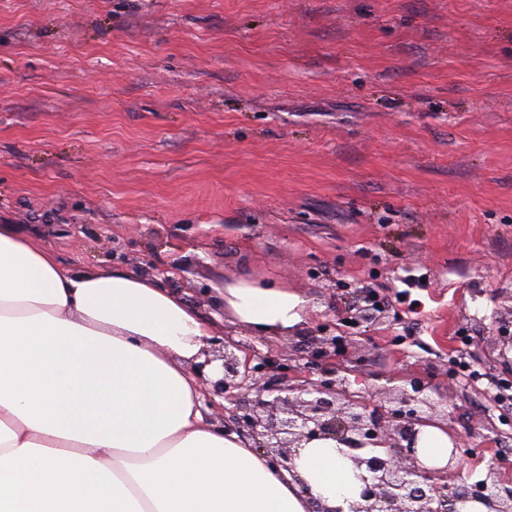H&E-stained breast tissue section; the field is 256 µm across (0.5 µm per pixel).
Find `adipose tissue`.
Here are the masks:
<instances>
[{"label": "adipose tissue", "mask_w": 512, "mask_h": 512, "mask_svg": "<svg viewBox=\"0 0 512 512\" xmlns=\"http://www.w3.org/2000/svg\"><path fill=\"white\" fill-rule=\"evenodd\" d=\"M260 336L288 334L308 301L272 283L219 291ZM218 318L121 268L75 271L0 224V512H313L349 508L361 482L331 440L281 473L237 433L205 424L189 365Z\"/></svg>", "instance_id": "1"}]
</instances>
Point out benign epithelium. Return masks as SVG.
<instances>
[{
    "instance_id": "obj_1",
    "label": "benign epithelium",
    "mask_w": 512,
    "mask_h": 512,
    "mask_svg": "<svg viewBox=\"0 0 512 512\" xmlns=\"http://www.w3.org/2000/svg\"><path fill=\"white\" fill-rule=\"evenodd\" d=\"M212 346L222 350V377L210 386L213 394L236 404L232 430L255 440L277 468L293 472L297 449L314 439H330L353 451L350 460L366 474L361 502L350 512H455V504L468 499L482 502L488 512H512V488L500 494L496 460L475 483L448 482V470L468 457L462 437L448 426V464L419 466L420 428L440 425L439 407L448 404V393L426 379L408 380L409 387L382 404L350 390L351 370L336 360L332 339L323 340L318 354L305 363V379L283 370L267 385L250 359L235 354L239 345L234 341L217 337Z\"/></svg>"
}]
</instances>
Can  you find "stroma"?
I'll list each match as a JSON object with an SVG mask.
<instances>
[{
    "label": "stroma",
    "mask_w": 512,
    "mask_h": 512,
    "mask_svg": "<svg viewBox=\"0 0 512 512\" xmlns=\"http://www.w3.org/2000/svg\"><path fill=\"white\" fill-rule=\"evenodd\" d=\"M0 220L206 314L299 292L296 331L224 336L450 388L449 480L512 486V0H0Z\"/></svg>",
    "instance_id": "obj_1"
}]
</instances>
